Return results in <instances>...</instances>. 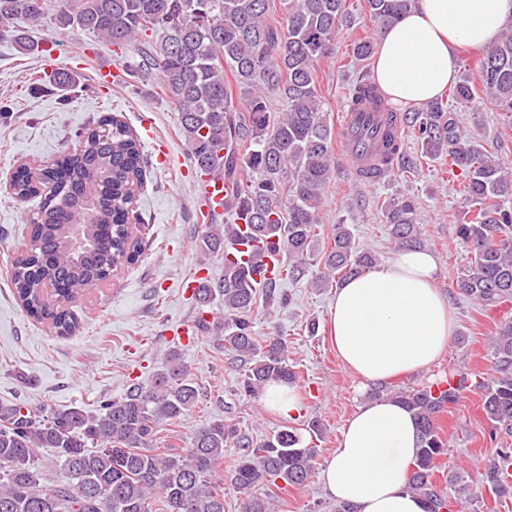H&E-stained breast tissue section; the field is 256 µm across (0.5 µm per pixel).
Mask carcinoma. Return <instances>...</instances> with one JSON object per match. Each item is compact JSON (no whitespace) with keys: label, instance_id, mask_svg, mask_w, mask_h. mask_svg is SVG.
<instances>
[{"label":"carcinoma","instance_id":"obj_1","mask_svg":"<svg viewBox=\"0 0 512 512\" xmlns=\"http://www.w3.org/2000/svg\"><path fill=\"white\" fill-rule=\"evenodd\" d=\"M417 0H363L375 31L395 22ZM287 24L269 19L271 0H0V41L26 54L47 55L48 42L32 36L49 27L61 34L88 32L125 59L129 77L157 79L174 106L189 154L199 173L221 169L240 190L224 206L223 227L209 226L199 240L205 257L226 256L249 240L278 242L276 280L260 284L257 265L224 259V276L196 288L201 308L224 302V322L214 331L217 347L240 370L239 392L255 397L271 383L291 384L287 340L278 332L259 343L253 313L258 288L281 302V284L304 275L314 254L324 193L332 180V128L317 91L318 63L331 56L346 0H281ZM376 38L356 39L352 56L368 60ZM461 107L482 95L495 110L512 115V21L477 63L450 90ZM245 105L236 110L234 99ZM281 112L271 111V102ZM425 155L448 156L466 193L467 217L451 225L467 254L453 286L482 305L512 298V171L505 162L463 134L455 110L443 101L401 113ZM79 149L44 164L41 173L16 171L13 195L40 197L28 240L11 262L16 298L29 316L58 336L79 327L63 306L95 288L138 253L131 240L129 185L150 166L128 126L105 114L76 134ZM381 211L400 249L423 244L421 218L412 196L383 201ZM84 226L90 246L69 247L71 226ZM376 255L355 245L349 225L334 227L311 283L327 288L372 269ZM52 294L43 292L46 284ZM493 374L470 382L462 372L419 388L381 386L375 398H393L411 410L419 428V451L409 489L427 512L464 503L470 486L448 477V489L433 480L448 440L441 413L471 388L494 430L512 436V319L499 325L491 345ZM200 389L180 359L168 356L151 384H133L123 397L96 409H31L0 403V512H224V448H239L231 483L246 497L241 512H268L248 495L259 483L302 486L312 475L315 448L285 427L257 442L216 419L192 429L182 454L159 447L158 432L185 420ZM52 449L61 475L45 477L39 453ZM481 486L494 497L512 495V448H502L483 466Z\"/></svg>","mask_w":512,"mask_h":512}]
</instances>
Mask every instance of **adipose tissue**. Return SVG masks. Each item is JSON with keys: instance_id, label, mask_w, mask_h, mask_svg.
I'll use <instances>...</instances> for the list:
<instances>
[{"instance_id": "obj_1", "label": "adipose tissue", "mask_w": 512, "mask_h": 512, "mask_svg": "<svg viewBox=\"0 0 512 512\" xmlns=\"http://www.w3.org/2000/svg\"><path fill=\"white\" fill-rule=\"evenodd\" d=\"M511 19L512 0H418L378 35L375 80L397 103L431 100L456 76V48L483 47ZM437 269L433 253L411 248L337 289L329 340L363 385L427 370L444 354L456 325ZM417 445L408 410L391 400L368 401L348 421L319 481L354 512H425L421 497L407 489Z\"/></svg>"}]
</instances>
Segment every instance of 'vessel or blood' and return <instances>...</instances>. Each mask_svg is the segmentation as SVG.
I'll return each mask as SVG.
<instances>
[{
	"label": "vessel or blood",
	"instance_id": "obj_1",
	"mask_svg": "<svg viewBox=\"0 0 512 512\" xmlns=\"http://www.w3.org/2000/svg\"><path fill=\"white\" fill-rule=\"evenodd\" d=\"M408 127L401 117L388 112L384 105L370 98L355 110L343 112L336 132V153L352 177L364 179L367 171L377 169L389 174L396 169V159L388 155L385 143L404 144ZM195 207L202 219L223 214L224 205L235 196L236 183L211 171L193 182Z\"/></svg>",
	"mask_w": 512,
	"mask_h": 512
}]
</instances>
